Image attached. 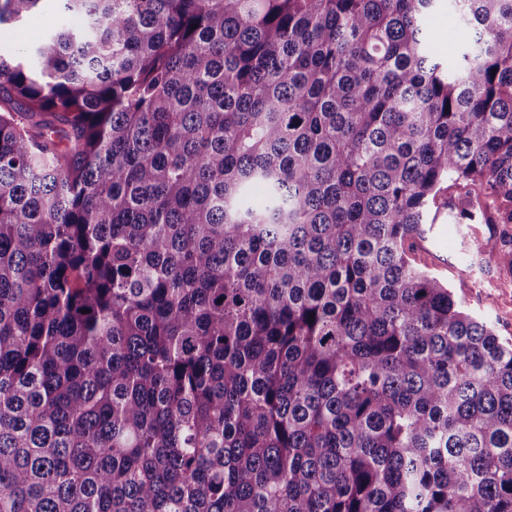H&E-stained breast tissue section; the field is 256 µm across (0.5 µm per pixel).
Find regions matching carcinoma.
I'll list each match as a JSON object with an SVG mask.
<instances>
[{
    "label": "carcinoma",
    "instance_id": "obj_1",
    "mask_svg": "<svg viewBox=\"0 0 512 512\" xmlns=\"http://www.w3.org/2000/svg\"><path fill=\"white\" fill-rule=\"evenodd\" d=\"M61 2L0 51V512H512V342L408 257L447 208L512 279V0L452 61L435 0ZM70 22L60 1L42 0L25 22L16 26L1 25L0 48L2 51H13L36 45L48 32Z\"/></svg>",
    "mask_w": 512,
    "mask_h": 512
}]
</instances>
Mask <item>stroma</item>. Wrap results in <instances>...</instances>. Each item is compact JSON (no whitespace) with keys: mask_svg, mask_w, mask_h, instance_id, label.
<instances>
[{"mask_svg":"<svg viewBox=\"0 0 512 512\" xmlns=\"http://www.w3.org/2000/svg\"><path fill=\"white\" fill-rule=\"evenodd\" d=\"M60 0H41L25 22L0 27V49L12 51L38 44L50 31L68 24ZM435 45L457 55L465 47L466 33L448 0H437L428 16ZM490 226L471 222L459 224L440 211L426 239L411 252L412 262L448 283L464 306L487 322L498 336L512 341V280L486 264L470 247L473 239L489 236Z\"/></svg>","mask_w":512,"mask_h":512,"instance_id":"35a3bbf8","label":"stroma"}]
</instances>
